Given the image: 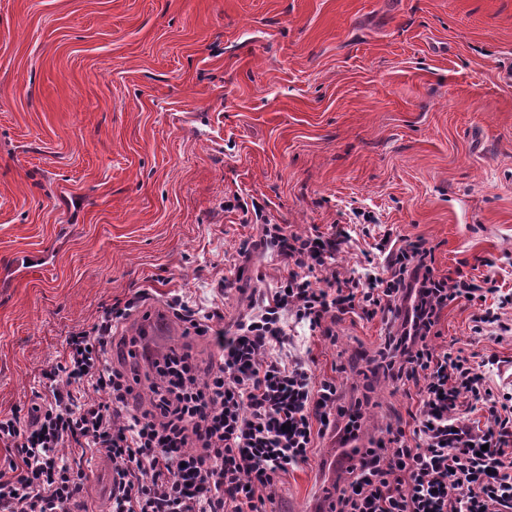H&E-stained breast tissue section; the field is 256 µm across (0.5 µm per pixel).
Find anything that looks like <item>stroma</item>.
Here are the masks:
<instances>
[{
	"label": "stroma",
	"mask_w": 512,
	"mask_h": 512,
	"mask_svg": "<svg viewBox=\"0 0 512 512\" xmlns=\"http://www.w3.org/2000/svg\"><path fill=\"white\" fill-rule=\"evenodd\" d=\"M258 202L298 233L371 212L342 268L394 227L512 290V0H0V412L28 403L65 336L114 299L147 294L123 335L157 352L211 346L165 315L170 295L224 306ZM469 309L440 345L494 357L512 391V338L480 340ZM337 342L289 322L296 353L344 402L384 334L349 315ZM413 404L380 385L363 439ZM335 435L281 477L277 512H316Z\"/></svg>",
	"instance_id": "obj_1"
}]
</instances>
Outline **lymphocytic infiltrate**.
Masks as SVG:
<instances>
[{
  "instance_id": "1",
  "label": "lymphocytic infiltrate",
  "mask_w": 512,
  "mask_h": 512,
  "mask_svg": "<svg viewBox=\"0 0 512 512\" xmlns=\"http://www.w3.org/2000/svg\"><path fill=\"white\" fill-rule=\"evenodd\" d=\"M253 211L258 235L238 254L280 259L274 292L252 289L229 326L222 306L172 295L167 306L186 334L206 338L216 354L203 366L170 350L153 361L146 395L137 371L110 358L114 344H127L117 330L144 291L70 332L29 406L0 414V512H91L90 452L112 469L111 512H276L281 473L308 461L329 433L345 443L360 435V407L342 405L335 382L316 380L307 359L283 355L288 319L331 341L346 314L382 317L372 360L385 380L414 387L417 403L388 425L386 441L362 449L329 512H512V393L492 391L478 353L435 343L442 312L455 304L473 308L475 336L511 335L512 293L459 265L439 270L428 240L391 229L363 275L344 272L345 226L297 233L262 206ZM466 411L481 412L485 426L465 422Z\"/></svg>"
}]
</instances>
